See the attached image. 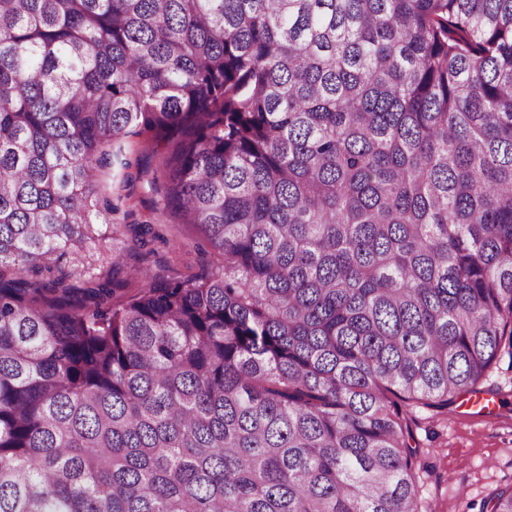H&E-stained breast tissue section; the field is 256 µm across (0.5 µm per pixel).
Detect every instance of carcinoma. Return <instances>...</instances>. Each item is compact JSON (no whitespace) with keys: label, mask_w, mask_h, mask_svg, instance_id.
<instances>
[{"label":"carcinoma","mask_w":512,"mask_h":512,"mask_svg":"<svg viewBox=\"0 0 512 512\" xmlns=\"http://www.w3.org/2000/svg\"><path fill=\"white\" fill-rule=\"evenodd\" d=\"M131 135L219 261L116 301ZM505 355L512 0H0V512H418Z\"/></svg>","instance_id":"1"}]
</instances>
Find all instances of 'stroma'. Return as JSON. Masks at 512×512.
<instances>
[{
  "mask_svg": "<svg viewBox=\"0 0 512 512\" xmlns=\"http://www.w3.org/2000/svg\"><path fill=\"white\" fill-rule=\"evenodd\" d=\"M112 201L129 211L132 223L157 224L168 243L157 251L135 249L131 233L116 234L101 227L100 244L118 260L110 277L117 282V299L137 294L144 286L139 269L148 267L164 278H179L211 262L200 250L201 238L191 226L174 223L155 208L146 181L126 180L120 169L108 178ZM493 413L467 409L458 396L445 409L416 411L407 442L416 448L420 512H466V503L481 504L492 492L512 486V362L501 359L480 385Z\"/></svg>",
  "mask_w": 512,
  "mask_h": 512,
  "instance_id": "1",
  "label": "stroma"
}]
</instances>
